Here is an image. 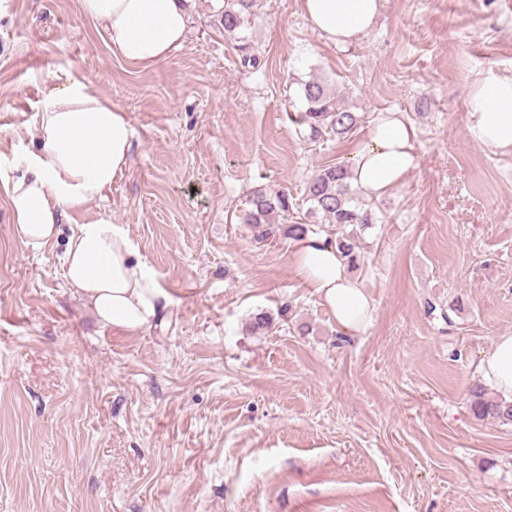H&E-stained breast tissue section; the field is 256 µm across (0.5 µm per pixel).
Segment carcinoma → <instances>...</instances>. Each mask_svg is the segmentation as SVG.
I'll return each mask as SVG.
<instances>
[{
	"mask_svg": "<svg viewBox=\"0 0 512 512\" xmlns=\"http://www.w3.org/2000/svg\"><path fill=\"white\" fill-rule=\"evenodd\" d=\"M260 0H224V6L213 14L212 24L233 36L254 20ZM305 108L298 123L309 129L313 143L324 140H349L357 130L361 116L344 105V95L328 90L324 82L314 77L302 87ZM349 165L341 162L319 169L307 182L305 193L311 207L303 222L291 220L293 210L288 193L271 192L257 187L249 195L241 223L247 224L257 242L276 235L296 240L308 234L325 233L349 265L357 262L358 231L375 223L372 208L350 183ZM471 411L478 421H493L512 426V402L491 396L481 386L471 389Z\"/></svg>",
	"mask_w": 512,
	"mask_h": 512,
	"instance_id": "1",
	"label": "carcinoma"
}]
</instances>
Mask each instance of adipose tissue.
<instances>
[{
	"label": "adipose tissue",
	"mask_w": 512,
	"mask_h": 512,
	"mask_svg": "<svg viewBox=\"0 0 512 512\" xmlns=\"http://www.w3.org/2000/svg\"><path fill=\"white\" fill-rule=\"evenodd\" d=\"M98 23L113 54L150 68L182 44L188 0H80ZM310 24L334 46L355 45L376 25L380 0H301ZM469 133L484 150L512 155V80L484 79L469 93ZM37 138L25 171L0 179L9 202L12 233L28 250L43 251L61 234L66 210L101 197L129 165L134 130L126 112L91 83L66 78L47 91ZM417 132L401 112H377L349 155L351 182L369 199L385 195L416 167ZM65 279L104 325L139 332L155 325L162 290L137 259L128 234L107 222L80 224L63 254ZM291 266L301 285L333 313L343 331L359 333L372 322L375 304L350 271L336 243L310 234L292 244ZM475 374L512 401V334L496 337Z\"/></svg>",
	"instance_id": "obj_1"
}]
</instances>
